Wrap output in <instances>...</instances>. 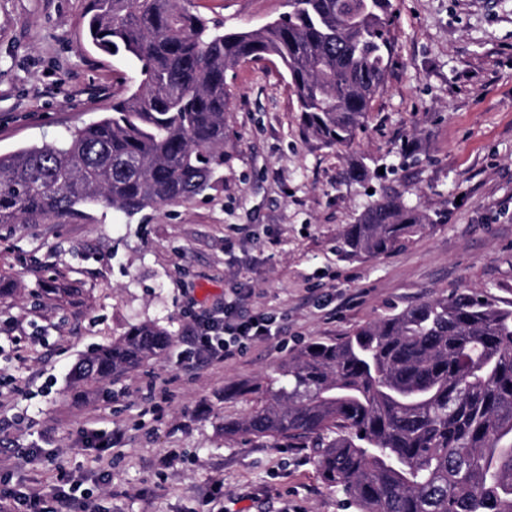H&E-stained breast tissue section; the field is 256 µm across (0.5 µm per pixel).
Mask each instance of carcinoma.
<instances>
[{
	"mask_svg": "<svg viewBox=\"0 0 512 512\" xmlns=\"http://www.w3.org/2000/svg\"><path fill=\"white\" fill-rule=\"evenodd\" d=\"M191 0H90L88 44L136 64L112 111L52 144L0 155V224L135 215L213 188L224 166L228 76L277 58L304 132L348 145L365 128L392 57V0H286L257 29L209 25ZM427 228L398 199L375 200L339 251L387 255ZM168 331L132 327L75 371L105 383L162 357ZM227 434L313 449L322 481L356 512H512V303L467 288L315 340Z\"/></svg>",
	"mask_w": 512,
	"mask_h": 512,
	"instance_id": "carcinoma-1",
	"label": "carcinoma"
}]
</instances>
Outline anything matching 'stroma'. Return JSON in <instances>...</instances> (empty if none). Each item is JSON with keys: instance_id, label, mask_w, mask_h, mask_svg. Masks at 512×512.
Wrapping results in <instances>:
<instances>
[{"instance_id": "35a3bbf8", "label": "stroma", "mask_w": 512, "mask_h": 512, "mask_svg": "<svg viewBox=\"0 0 512 512\" xmlns=\"http://www.w3.org/2000/svg\"><path fill=\"white\" fill-rule=\"evenodd\" d=\"M394 47L365 130L348 146L307 136L272 57L237 67L220 181L134 216L1 224L0 477L80 481L85 512H353L309 448L228 436L259 381L307 342L468 288L512 302V0H393ZM88 0H0V153L54 142L110 111L132 62L80 46ZM212 23L257 28L284 0H193ZM400 197L431 228L392 253L349 259L343 231L372 199ZM242 293L276 339L179 370L192 316ZM152 321L166 354L104 384L79 359ZM122 440L98 459L85 431ZM40 446L37 459L15 449ZM222 492H215V485Z\"/></svg>"}]
</instances>
